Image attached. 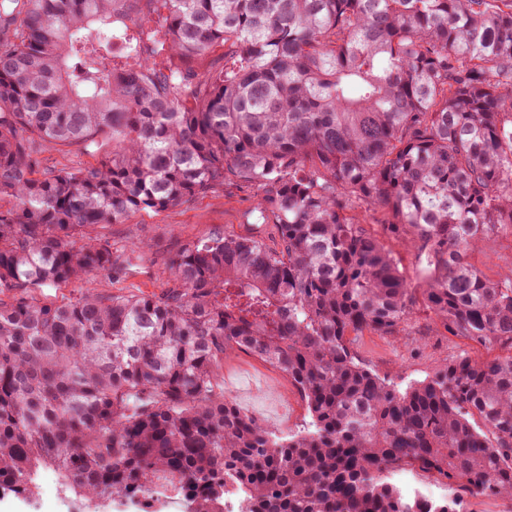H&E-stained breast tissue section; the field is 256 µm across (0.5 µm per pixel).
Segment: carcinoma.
<instances>
[{
  "mask_svg": "<svg viewBox=\"0 0 512 512\" xmlns=\"http://www.w3.org/2000/svg\"><path fill=\"white\" fill-rule=\"evenodd\" d=\"M224 51V66L210 56ZM166 54L162 66L154 57ZM95 163L42 168L48 147ZM236 185L270 234L187 242L158 295L51 285L118 271L96 233ZM0 496L40 469L153 512H460L512 499V0H0ZM415 252L461 357L400 392L357 358L412 314L357 210ZM277 368L311 417L278 437L224 397V353ZM419 470L451 489L404 490ZM469 261L487 278L500 279L512 261V234L499 230L488 234L480 248L469 253ZM510 501L507 498H496L490 499L481 496L465 497L463 503L464 512H501L509 504ZM512 508V505H511Z\"/></svg>",
  "mask_w": 512,
  "mask_h": 512,
  "instance_id": "cac0c4a2",
  "label": "carcinoma"
}]
</instances>
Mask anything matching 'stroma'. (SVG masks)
Returning a JSON list of instances; mask_svg holds the SVG:
<instances>
[{"instance_id":"stroma-1","label":"stroma","mask_w":512,"mask_h":512,"mask_svg":"<svg viewBox=\"0 0 512 512\" xmlns=\"http://www.w3.org/2000/svg\"><path fill=\"white\" fill-rule=\"evenodd\" d=\"M254 201L253 191L228 186L221 193L163 212H141L126 223L102 226L101 234L111 237L118 248L145 243L141 259L119 277L102 273L82 282L44 288L39 297L43 302L57 303L87 288L105 293L121 288L147 295L160 293L169 261L183 244L214 231L236 236L255 234L256 225L245 217ZM469 260L487 278L500 279L512 263V232L488 234L479 249L470 253ZM357 352L379 377L401 389L427 379L453 358L480 360L493 356L492 351L471 341L448 335L434 314L419 304L398 334L365 332ZM216 381L241 411L279 435L298 433L308 419L306 411L297 410V393L287 379L247 352H227ZM35 483L32 497H0V512H138L136 506L124 501L80 499L62 487L56 473L49 469L40 470Z\"/></svg>"}]
</instances>
